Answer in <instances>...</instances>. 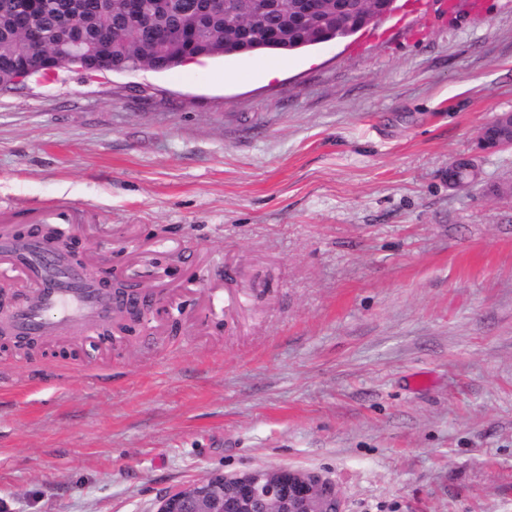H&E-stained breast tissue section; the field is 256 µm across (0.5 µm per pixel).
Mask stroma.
Wrapping results in <instances>:
<instances>
[{
  "label": "stroma",
  "mask_w": 512,
  "mask_h": 512,
  "mask_svg": "<svg viewBox=\"0 0 512 512\" xmlns=\"http://www.w3.org/2000/svg\"><path fill=\"white\" fill-rule=\"evenodd\" d=\"M398 0L342 40L0 91V225L168 267L178 331L0 349V512H154L214 471L342 512H512V0ZM475 158L473 187L448 165ZM487 128H493L490 139H486L484 135ZM478 144L479 148L485 151L512 148V113H498L482 128Z\"/></svg>",
  "instance_id": "1"
}]
</instances>
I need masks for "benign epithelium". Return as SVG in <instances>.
Returning a JSON list of instances; mask_svg holds the SVG:
<instances>
[{
  "mask_svg": "<svg viewBox=\"0 0 512 512\" xmlns=\"http://www.w3.org/2000/svg\"><path fill=\"white\" fill-rule=\"evenodd\" d=\"M351 0H260L271 10L288 15V25L277 30L273 39H288V26L317 30L326 16L333 15L344 31L353 33L368 24L389 16L394 11L395 0H388L366 14L350 5ZM91 48L79 44L58 46L49 53L45 67L37 70L51 76L61 69L87 70ZM492 129L491 138L479 136L480 149L495 151L512 148V113L501 112L486 124ZM471 176L463 177L448 166V187L462 189L478 179L476 166L470 168ZM37 236L47 241L53 251L67 252L84 276L103 284L105 301L112 305V314L99 323L98 341H108L112 346H122L128 337L152 329L156 318L169 315L173 294L161 285L147 291L141 284H133L125 271L113 265L91 262L78 255L72 243L43 224ZM0 340L19 350L32 347L41 341L39 336H17L0 326ZM156 512H342L340 494L329 478L311 471L288 468L255 470L235 473L212 472L200 480L183 485L163 496Z\"/></svg>",
  "mask_w": 512,
  "mask_h": 512,
  "instance_id": "obj_1",
  "label": "benign epithelium"
}]
</instances>
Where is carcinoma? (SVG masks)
Returning a JSON list of instances; mask_svg holds the SVG:
<instances>
[{"label":"carcinoma","instance_id":"obj_1","mask_svg":"<svg viewBox=\"0 0 512 512\" xmlns=\"http://www.w3.org/2000/svg\"><path fill=\"white\" fill-rule=\"evenodd\" d=\"M29 0H0V75L9 81L22 68L36 69L45 52L61 44L83 43L99 45V52L109 56L118 67L147 65L168 71L179 66L183 56L220 58L239 56L237 29L224 19V12H202L194 7L196 0H141L152 17L154 28L144 26L141 19L112 0H40L35 25L41 33L44 53L32 52L27 44V31L19 23L26 15ZM253 0H238L239 22L248 26L247 54L266 51L300 50L316 45L317 32L305 31L290 37L288 47L269 40V30L282 21L276 17L253 19ZM79 13L82 23L69 24L68 18ZM175 39L172 55L155 52L154 30ZM116 30L123 36L119 43H103V33Z\"/></svg>","mask_w":512,"mask_h":512}]
</instances>
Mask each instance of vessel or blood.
Returning a JSON list of instances; mask_svg holds the SVG:
<instances>
[{"instance_id":"obj_1","label":"vessel or blood","mask_w":512,"mask_h":512,"mask_svg":"<svg viewBox=\"0 0 512 512\" xmlns=\"http://www.w3.org/2000/svg\"><path fill=\"white\" fill-rule=\"evenodd\" d=\"M0 256L8 258L34 287L35 304L13 305L6 318L17 335L51 338L75 327L90 329L107 315L96 286L86 283L65 258L49 255L40 238L0 237Z\"/></svg>"}]
</instances>
